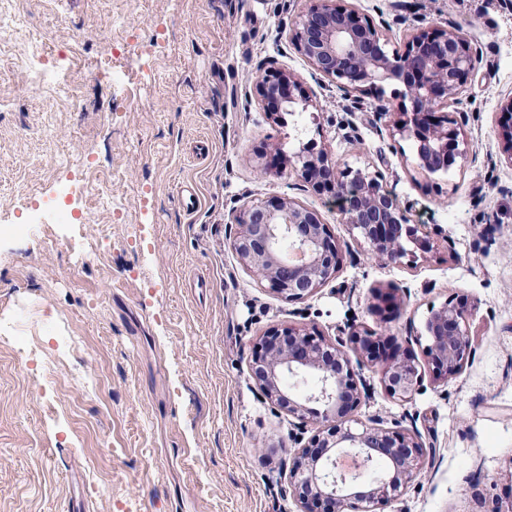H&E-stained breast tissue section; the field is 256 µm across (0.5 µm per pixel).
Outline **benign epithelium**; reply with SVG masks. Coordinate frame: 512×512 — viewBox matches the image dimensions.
<instances>
[{"label":"benign epithelium","mask_w":512,"mask_h":512,"mask_svg":"<svg viewBox=\"0 0 512 512\" xmlns=\"http://www.w3.org/2000/svg\"><path fill=\"white\" fill-rule=\"evenodd\" d=\"M294 50L312 68L347 94H369L388 113L385 85L403 84V98L411 111L398 113L393 127L413 141L417 168L424 174L447 173L476 156L458 120L437 114L440 106L459 103L458 95L472 79L482 50L468 42L459 29H416L404 49L390 47L376 24L359 14L348 0H311L295 22ZM260 97L282 109L305 102L301 84L291 74L268 71L255 84ZM499 138L512 165V91L500 95ZM279 156L313 187L329 193L343 223L356 231L369 254L396 264L415 252L432 250L418 235L407 209L384 187L378 174L361 169L340 170L326 153L308 142L291 155ZM239 230L232 249L260 281L287 301L312 296L339 271L342 250L319 214L290 197L257 202L235 216ZM475 304L455 296L427 318L426 363L434 379L462 373L472 357L469 318ZM352 349L380 368L387 395L410 402L423 380L412 350L396 337L368 329L353 330ZM251 377L265 397L301 420L311 414L310 403L322 406L313 415L315 434L291 454L288 482L301 512H384L418 473L426 449L419 435L392 430L377 422L364 423L355 412L361 404L357 378L344 345L324 339L315 328L283 325L270 331L253 349ZM318 378L308 393H295L282 383L284 376ZM352 454L362 473L349 479L337 472V460Z\"/></svg>","instance_id":"obj_1"}]
</instances>
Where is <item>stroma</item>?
<instances>
[{"instance_id": "35a3bbf8", "label": "stroma", "mask_w": 512, "mask_h": 512, "mask_svg": "<svg viewBox=\"0 0 512 512\" xmlns=\"http://www.w3.org/2000/svg\"><path fill=\"white\" fill-rule=\"evenodd\" d=\"M352 2L393 45L454 26L481 47L447 107L475 161L423 175L372 98L314 71L290 44L310 0H0V512H70L75 497L86 512H299L289 448L311 432L252 379L254 344L289 322L342 342L371 328L419 354L453 294L476 304L464 372L425 376L402 404L359 367V417L426 450L386 512H512V164L497 124L512 0ZM268 70L294 74L308 104L273 118L255 92ZM308 141L381 172L433 251L381 263L293 168L256 173L261 151ZM276 196L316 210L343 250L305 300L272 293L230 245L235 214ZM376 288L401 303L385 324Z\"/></svg>"}]
</instances>
